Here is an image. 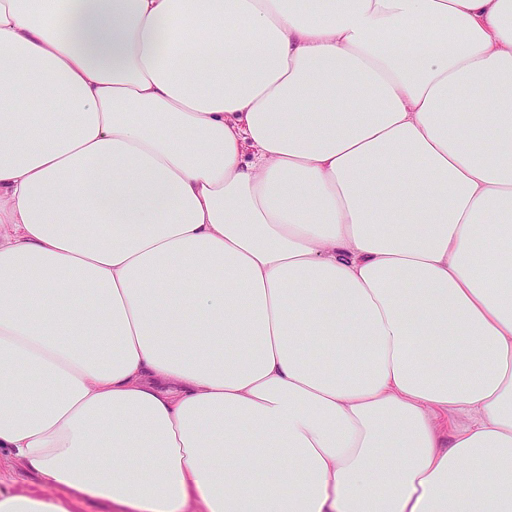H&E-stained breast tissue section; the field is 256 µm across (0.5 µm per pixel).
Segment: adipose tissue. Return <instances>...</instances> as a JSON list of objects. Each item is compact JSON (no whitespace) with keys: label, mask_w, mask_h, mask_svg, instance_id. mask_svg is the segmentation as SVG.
<instances>
[{"label":"adipose tissue","mask_w":512,"mask_h":512,"mask_svg":"<svg viewBox=\"0 0 512 512\" xmlns=\"http://www.w3.org/2000/svg\"><path fill=\"white\" fill-rule=\"evenodd\" d=\"M0 453V512H512V0H0ZM1 453L0 490L15 494L40 492L39 479L19 460H5ZM56 496L60 498L70 499V511L71 512H113L109 504L102 501L72 496L70 493L64 491H56Z\"/></svg>","instance_id":"ef3b65f1"}]
</instances>
